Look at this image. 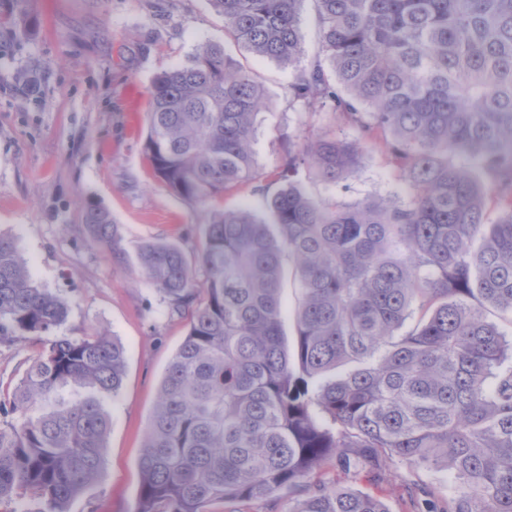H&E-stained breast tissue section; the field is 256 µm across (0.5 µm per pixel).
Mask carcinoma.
<instances>
[{
  "label": "carcinoma",
  "instance_id": "1",
  "mask_svg": "<svg viewBox=\"0 0 512 512\" xmlns=\"http://www.w3.org/2000/svg\"><path fill=\"white\" fill-rule=\"evenodd\" d=\"M208 2L235 43L298 68L292 104L388 137L410 192L309 197L298 165L326 182L359 165V144L327 130L288 150L265 196L269 220L216 208L264 179L252 143L265 90L216 43L154 78L147 159L207 219L192 260L161 240L138 250L147 281L192 321L161 381L132 512H206L214 499L284 489L303 495L291 512H389L377 495L312 480L332 459L346 473L396 460L447 471L456 488L446 497L408 484L412 512H512V0H313L323 57L304 68V0ZM17 80L36 94L39 64ZM82 223L112 245L108 212L87 207ZM285 259L300 295L291 355ZM68 318L65 299L0 236V347L40 344L0 390V504L10 512H69L101 465L104 400L118 395L125 352L101 332L57 335Z\"/></svg>",
  "mask_w": 512,
  "mask_h": 512
}]
</instances>
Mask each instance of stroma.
Masks as SVG:
<instances>
[{
    "label": "stroma",
    "mask_w": 512,
    "mask_h": 512,
    "mask_svg": "<svg viewBox=\"0 0 512 512\" xmlns=\"http://www.w3.org/2000/svg\"><path fill=\"white\" fill-rule=\"evenodd\" d=\"M33 26L0 29V235L13 238L33 280L70 306L64 336L103 331L123 346L125 374L107 408L111 428L96 479L70 512H131L139 484L144 436L165 369L186 337L191 313H171L147 283L135 254L165 240L194 256L202 210L175 197L153 175L144 144L155 76L185 63L204 42L252 70L266 90L254 144L255 166L270 173L288 144L305 146L330 114L294 106L288 87L295 68L254 58L227 40L224 19L206 0H30ZM39 63L41 91L22 92L16 76ZM338 137L359 140L355 173L335 183L300 170L314 199L357 203L375 196L406 199V179L384 141L360 139L348 126ZM96 206L114 220L112 246L92 243L80 220ZM392 464L385 479L369 467L327 475L349 488L381 495L390 512H409Z\"/></svg>",
    "instance_id": "obj_1"
}]
</instances>
